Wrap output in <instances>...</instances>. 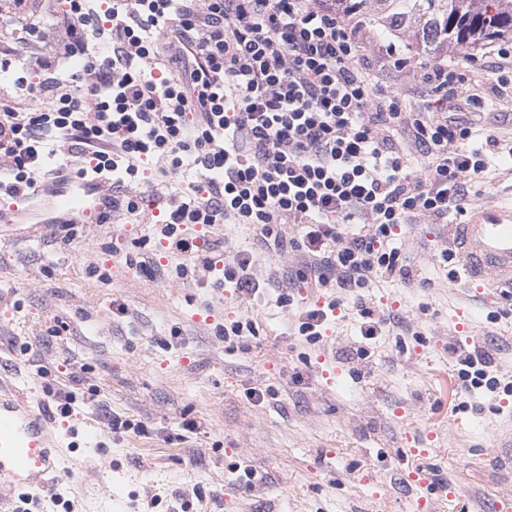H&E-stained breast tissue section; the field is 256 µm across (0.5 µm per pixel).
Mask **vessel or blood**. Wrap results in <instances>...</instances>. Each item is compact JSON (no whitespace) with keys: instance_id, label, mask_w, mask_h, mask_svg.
Listing matches in <instances>:
<instances>
[{"instance_id":"1","label":"vessel or blood","mask_w":512,"mask_h":512,"mask_svg":"<svg viewBox=\"0 0 512 512\" xmlns=\"http://www.w3.org/2000/svg\"><path fill=\"white\" fill-rule=\"evenodd\" d=\"M55 206L66 216L95 212L84 192H59ZM454 235L466 278L512 289V205L474 209ZM58 448L45 414L0 381V506L15 492L53 487L62 476Z\"/></svg>"}]
</instances>
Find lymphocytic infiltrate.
Segmentation results:
<instances>
[{"instance_id":"obj_1","label":"lymphocytic infiltrate","mask_w":512,"mask_h":512,"mask_svg":"<svg viewBox=\"0 0 512 512\" xmlns=\"http://www.w3.org/2000/svg\"><path fill=\"white\" fill-rule=\"evenodd\" d=\"M49 15L26 30L33 54L14 81L26 100L0 106V194L29 199L48 179L111 174V211L156 227L179 277L221 270L216 287L235 297L260 291L252 254L213 256L192 226L242 224L265 252L299 253L290 282L406 283L398 230L447 223L488 170L473 145L484 128L459 115L475 95L455 69L411 63L391 44L363 64L361 31L331 0H57ZM409 68L427 90L420 108L374 77ZM54 142L78 149L80 168L63 155L46 170ZM184 172L190 181L170 190ZM276 302L310 344L337 307L299 305L284 288ZM492 362L473 350L458 376L511 395Z\"/></svg>"}]
</instances>
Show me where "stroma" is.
Here are the masks:
<instances>
[{
  "label": "stroma",
  "mask_w": 512,
  "mask_h": 512,
  "mask_svg": "<svg viewBox=\"0 0 512 512\" xmlns=\"http://www.w3.org/2000/svg\"><path fill=\"white\" fill-rule=\"evenodd\" d=\"M46 18L44 0H0V39L17 43ZM468 110L512 141L511 93ZM492 158L470 206L512 202V156ZM75 230L66 242L43 216L0 218V359L19 362L13 383L46 410L62 390L74 401L59 425L76 441L62 451L66 474L33 512H495L512 494V410L485 389L465 391L455 354L488 350L494 375L512 382V299L449 279L447 225L408 228L412 284L358 294L298 285L296 297L339 303L313 345L290 335L274 291L298 253L257 255L271 289L242 301L212 277L179 278L173 258L143 242L146 225L118 217ZM146 256L155 277L139 268ZM361 301L395 320L376 339L360 334ZM243 314L257 335L216 336ZM114 416L132 430L113 432ZM185 420L198 431L184 433ZM244 466L257 472L249 489L238 482ZM417 467L428 485L405 490Z\"/></svg>",
  "instance_id": "stroma-1"
}]
</instances>
